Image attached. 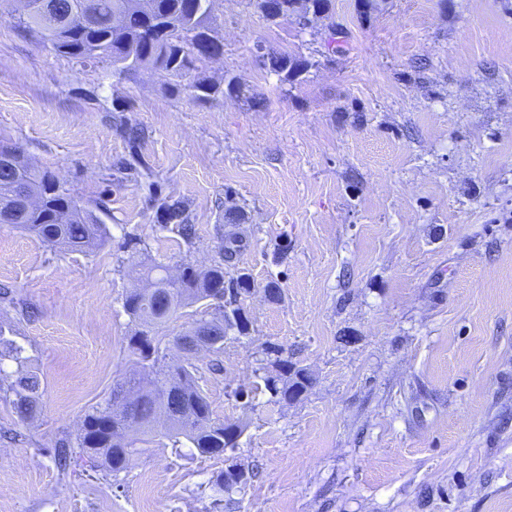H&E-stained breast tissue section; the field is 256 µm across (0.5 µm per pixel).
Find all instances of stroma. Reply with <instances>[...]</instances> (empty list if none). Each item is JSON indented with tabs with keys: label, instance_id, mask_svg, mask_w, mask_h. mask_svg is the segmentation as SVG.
Masks as SVG:
<instances>
[{
	"label": "stroma",
	"instance_id": "obj_1",
	"mask_svg": "<svg viewBox=\"0 0 512 512\" xmlns=\"http://www.w3.org/2000/svg\"><path fill=\"white\" fill-rule=\"evenodd\" d=\"M0 0V139L108 234L64 252L0 224V334L44 388L0 391V512H512V0H332L306 29L213 0L218 60L184 78L78 64ZM313 66L289 83L260 56ZM242 89L195 99L200 79ZM143 132L130 154L120 129ZM183 200L192 243L156 219ZM241 238L224 260L225 237ZM224 265L249 331L194 355L214 418L259 475L212 506L220 458L149 443L115 476L47 453L133 369L123 296L141 262ZM276 284L278 300L264 290ZM306 368L272 404L265 354ZM23 354L24 349L21 346L0 334V363L3 359H9L18 366L20 365L21 368H18L15 378L8 385L7 391L15 397L12 403L18 417L21 420H27L38 412L43 394L37 374L23 368L27 359Z\"/></svg>",
	"mask_w": 512,
	"mask_h": 512
}]
</instances>
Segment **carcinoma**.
<instances>
[{"instance_id": "1", "label": "carcinoma", "mask_w": 512, "mask_h": 512, "mask_svg": "<svg viewBox=\"0 0 512 512\" xmlns=\"http://www.w3.org/2000/svg\"><path fill=\"white\" fill-rule=\"evenodd\" d=\"M22 13L18 25L35 34L56 53L84 64L98 58L109 60L120 72L152 66L169 75L182 78L223 54L224 44L212 34L210 15L212 0H19ZM268 19H287L301 12L322 15L329 13L331 0H254ZM313 66L297 54H270L262 67L270 73L284 75L293 82ZM197 99H211L241 89V82L231 77L226 88L197 81L192 85ZM0 155L8 158L0 168V182L6 184L22 171L26 188L35 192L39 203L26 209L19 202L0 195V222L12 224L44 244L70 251L101 247L107 240L103 225L93 221L49 171H40L16 154V149L0 143ZM158 222L175 225L177 232L189 237L187 205L180 200L156 197ZM167 266L155 263L145 271L144 286L127 292L123 308L137 327L129 337L128 349L135 358L137 370L126 383L136 387L138 398L133 410L113 407L112 402L85 415L75 438L74 457L92 471L117 475L126 470L130 457L142 451L147 437L161 435L177 447L186 441L201 457H221L225 452L236 454L243 428L213 418L211 403L195 377L189 362L169 358L156 344V335L163 326L188 305L199 303L217 287L224 285V264L206 270L192 264L180 267V275L171 280ZM206 334L202 345L213 354L224 350L230 328L240 334L248 329V318L237 306L224 313L221 320H205ZM275 347L267 349L274 356V365L282 373L264 378L270 400H298L311 386L308 371L288 364L278 357ZM9 359L18 365L26 362L24 349L0 335V361ZM170 385L179 405L164 400L161 388ZM7 391L13 396L18 417L27 420L40 408L42 389L36 373L17 370ZM138 419L140 427L129 431L128 418ZM256 477L246 469V478L232 472L231 467L219 471L211 480L221 495L245 489Z\"/></svg>"}]
</instances>
